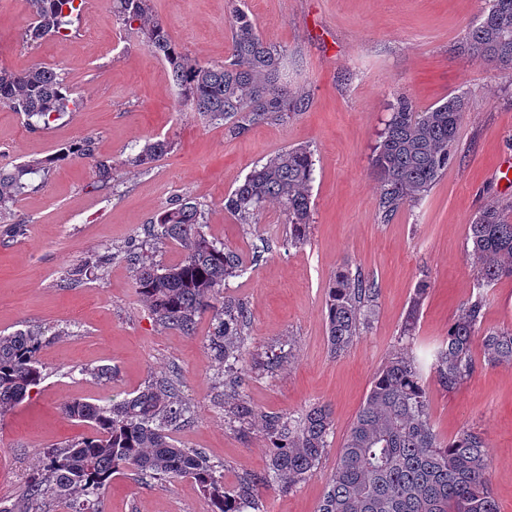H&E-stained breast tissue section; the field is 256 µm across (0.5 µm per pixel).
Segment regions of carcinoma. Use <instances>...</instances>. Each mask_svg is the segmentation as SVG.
I'll return each mask as SVG.
<instances>
[{
  "label": "carcinoma",
  "mask_w": 512,
  "mask_h": 512,
  "mask_svg": "<svg viewBox=\"0 0 512 512\" xmlns=\"http://www.w3.org/2000/svg\"><path fill=\"white\" fill-rule=\"evenodd\" d=\"M34 21L25 42L63 34L79 19L76 0H29ZM117 17L137 26L142 43L171 69L183 102L211 121H222L240 134L256 124L283 121L305 110V96L282 83V54L260 34L248 12L238 7L230 24L228 62L203 65L183 52L153 13L150 0H115ZM466 48L512 80V0H489L478 25L469 30ZM75 103L55 70L33 66L0 68V107L24 116L33 130L47 127ZM466 102L451 96L423 112L402 100L376 142L371 164L380 182L378 214L390 221L403 207L421 199L448 170L452 147ZM171 149L165 139L147 141L124 161L147 168ZM87 163L95 184L115 181L112 160L96 151L93 138L72 141L51 159L32 160L10 169L0 167V238L8 243L22 232L13 220L17 197L30 187L27 176L59 162ZM313 152L291 147L255 166L244 182L224 196V211L241 224H253L261 209L278 203L288 222V243L306 244L312 223L310 187ZM204 211L189 199H177L149 221L148 235L171 240L184 259L161 267L135 258V288L156 322L187 335L195 333L200 315L212 313L210 351L221 374H238L246 344L248 309L217 296L226 281L243 273L240 256L209 240L202 226ZM470 256L476 265V292L448 330L442 344L418 356L394 352L374 377L364 404L350 427L318 512H499L490 480L487 443L481 433L460 430L442 440L433 429L425 376L455 389L478 368L475 341L485 364H512V328H482L485 289L512 278V220L497 200L485 204L467 228ZM114 254L105 251L72 267L60 287L75 288L91 271L102 272ZM430 284L415 288L400 341L411 344ZM380 289L377 283L344 263L336 268L327 291V339L333 354L346 351L369 328ZM46 343L40 329H18L0 335V416L21 404L44 379L40 351ZM66 417L86 422L92 432L49 448L22 477L19 501L0 505V512H36L46 498L69 501L72 512H100L112 477L134 470L156 478H192L209 500L211 512H264L259 486L286 492L316 474L333 432V410L326 404L304 413L265 417L271 448L261 477L244 478L235 490L224 487V475L198 450L180 448L169 430L190 422L191 406L176 394L173 382L157 377L135 395L100 404L72 400L61 406ZM255 410L238 394L224 398V423L250 425Z\"/></svg>",
  "instance_id": "cac0c4a2"
}]
</instances>
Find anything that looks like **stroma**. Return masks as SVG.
Masks as SVG:
<instances>
[{
	"label": "stroma",
	"instance_id": "35a3bbf8",
	"mask_svg": "<svg viewBox=\"0 0 512 512\" xmlns=\"http://www.w3.org/2000/svg\"><path fill=\"white\" fill-rule=\"evenodd\" d=\"M245 4L261 34L283 53V78L307 94L306 111L242 134L184 105L171 70L127 30L112 0H92L68 36L36 45L23 36L33 19L27 0H0V67L44 64L65 79L78 106L43 129L0 108V167L46 159L72 140L93 137L118 167L112 188H97L81 162L31 175L33 191L14 207L21 237L0 243V333L31 326L48 341L40 352L45 378L21 405L0 418V501L10 504L20 479L43 451L88 434L68 419L62 402L122 399L151 376L171 377L194 408L193 421L172 429L182 448H196L224 469V484L266 471L269 448L261 423L241 433L224 422L219 365L207 348L212 330L203 313L195 335L159 326L134 285L124 248L142 242L160 265L178 263L175 242L147 243L150 218L176 196L206 212L209 239L243 258L244 275L222 293L249 312L241 398L265 415L297 414L329 404L334 430L316 474L291 490L264 492L265 512H318L346 433L377 371L399 347L414 290L430 284L420 309L415 347L442 343L474 291L467 226L488 201L512 203V83L461 46L488 0H152L155 16L191 57L221 65L230 56V21ZM465 95L467 106L447 172L419 201L390 222L377 212L378 180L370 156L398 99L422 111ZM148 139L173 148L148 169L124 167ZM314 153L313 222L303 246L288 243L286 217L268 204L243 225L224 210V197L274 153L292 146ZM115 256L101 275L76 288L59 287L84 257ZM373 278L376 316L343 354L330 352L326 296L341 264ZM290 352L274 373L254 369L266 356ZM116 375L97 380L88 368ZM431 420L444 439L462 428L483 434L499 512H512V366H482L456 389L427 384ZM103 512H210L192 479L166 481L127 470L113 477Z\"/></svg>",
	"mask_w": 512,
	"mask_h": 512
}]
</instances>
